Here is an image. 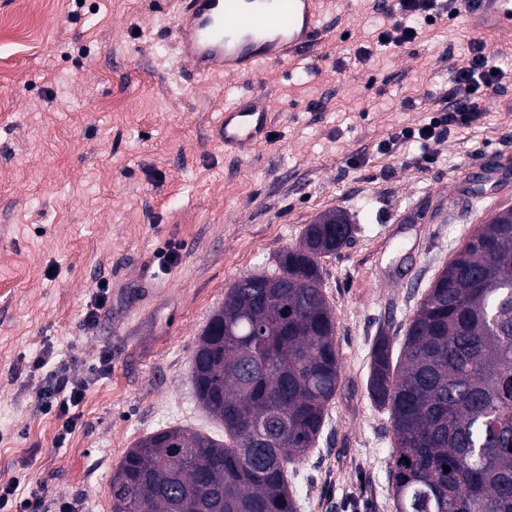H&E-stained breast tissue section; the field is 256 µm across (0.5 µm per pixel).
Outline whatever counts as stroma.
I'll list each match as a JSON object with an SVG mask.
<instances>
[{"instance_id": "stroma-1", "label": "stroma", "mask_w": 512, "mask_h": 512, "mask_svg": "<svg viewBox=\"0 0 512 512\" xmlns=\"http://www.w3.org/2000/svg\"><path fill=\"white\" fill-rule=\"evenodd\" d=\"M175 0H66L18 48L0 38V486L76 512H111L110 481L133 444L179 426L223 438L197 405L191 360L240 276L274 268L315 217L349 214L354 239L322 262L341 384L314 448L288 470L300 512H395L387 410L366 388L380 332L402 342L440 271L492 214L512 207V43L479 123L384 153L428 121L474 37L462 11L411 45L375 49L373 0H325L335 38L314 57L241 77H197L169 31ZM372 48L366 58L358 48ZM260 94L270 140L247 155L215 134L224 107ZM122 98L114 114L106 100ZM181 257L169 269L159 257ZM111 295L84 321L101 285ZM52 351L89 385L64 445L27 378ZM109 370H96L99 357Z\"/></svg>"}]
</instances>
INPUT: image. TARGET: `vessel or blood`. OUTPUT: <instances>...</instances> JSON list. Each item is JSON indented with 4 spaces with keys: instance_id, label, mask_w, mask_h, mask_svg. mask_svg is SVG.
<instances>
[{
    "instance_id": "b4317fda",
    "label": "vessel or blood",
    "mask_w": 512,
    "mask_h": 512,
    "mask_svg": "<svg viewBox=\"0 0 512 512\" xmlns=\"http://www.w3.org/2000/svg\"><path fill=\"white\" fill-rule=\"evenodd\" d=\"M465 21L497 40L512 39V0H468ZM175 48L195 75L238 76L261 65L316 55L334 33L320 0H177ZM271 114L259 96L225 106L217 135L225 150L249 152L266 143Z\"/></svg>"
}]
</instances>
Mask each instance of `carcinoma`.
I'll use <instances>...</instances> for the list:
<instances>
[{
  "label": "carcinoma",
  "instance_id": "cac0c4a2",
  "mask_svg": "<svg viewBox=\"0 0 512 512\" xmlns=\"http://www.w3.org/2000/svg\"><path fill=\"white\" fill-rule=\"evenodd\" d=\"M351 232L325 212L273 271L228 288L191 372L224 440L180 427L141 438L112 474V512H300L288 467L315 447L340 384L321 261ZM392 352L376 336L367 390L392 423L396 512H512V208L459 248Z\"/></svg>",
  "mask_w": 512,
  "mask_h": 512
}]
</instances>
